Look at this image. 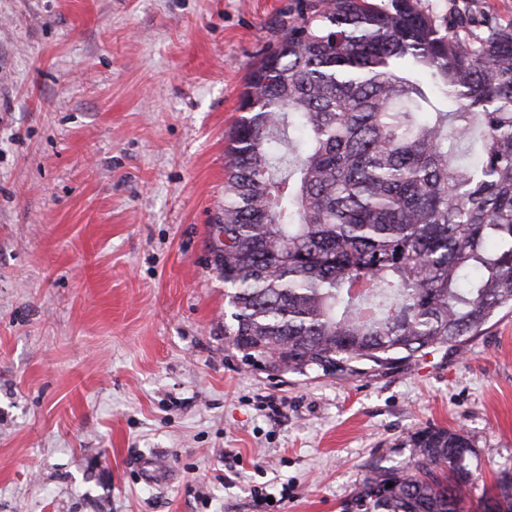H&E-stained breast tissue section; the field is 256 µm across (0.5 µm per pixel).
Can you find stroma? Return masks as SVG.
Wrapping results in <instances>:
<instances>
[{
	"instance_id": "obj_1",
	"label": "stroma",
	"mask_w": 512,
	"mask_h": 512,
	"mask_svg": "<svg viewBox=\"0 0 512 512\" xmlns=\"http://www.w3.org/2000/svg\"><path fill=\"white\" fill-rule=\"evenodd\" d=\"M307 3L0 0V512H342L429 425L472 440L468 512L512 474V310L352 375L224 337L225 152Z\"/></svg>"
}]
</instances>
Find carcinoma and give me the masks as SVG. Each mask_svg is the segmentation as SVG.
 Returning a JSON list of instances; mask_svg holds the SVG:
<instances>
[{
  "mask_svg": "<svg viewBox=\"0 0 512 512\" xmlns=\"http://www.w3.org/2000/svg\"><path fill=\"white\" fill-rule=\"evenodd\" d=\"M466 27L417 0H313L249 73L215 254L245 358L386 369L512 308V30ZM409 443L349 512H461L479 479L469 434ZM496 489L512 512V481Z\"/></svg>",
  "mask_w": 512,
  "mask_h": 512,
  "instance_id": "obj_1",
  "label": "carcinoma"
}]
</instances>
